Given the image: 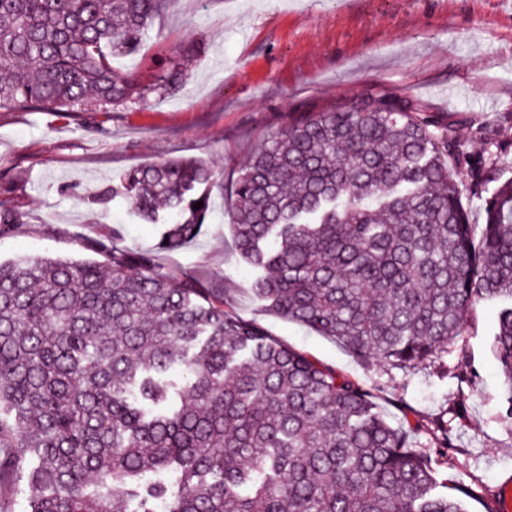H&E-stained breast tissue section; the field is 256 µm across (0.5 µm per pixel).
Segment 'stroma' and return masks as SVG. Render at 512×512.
I'll return each mask as SVG.
<instances>
[{"mask_svg":"<svg viewBox=\"0 0 512 512\" xmlns=\"http://www.w3.org/2000/svg\"><path fill=\"white\" fill-rule=\"evenodd\" d=\"M199 55L177 90L80 111H0V199L28 215L0 236V262L34 256L91 258L96 240L158 251L172 272L219 278L227 311L256 320L271 338L371 388L377 408L405 426L416 447L444 450L439 492L468 512H498L512 479V420L491 344L498 307L476 304L467 332L441 358L411 368L362 361L335 340L264 310L254 271L230 230L231 201L213 194L199 234L159 251L161 225L129 203L87 204L126 170L195 156L229 175L297 112H322L365 93L426 101L454 120L466 145L459 190L471 223L485 203L470 178L494 160L512 178V0H172L138 49L114 58L150 82L178 46ZM447 422V435L437 426Z\"/></svg>","mask_w":512,"mask_h":512,"instance_id":"obj_1","label":"stroma"}]
</instances>
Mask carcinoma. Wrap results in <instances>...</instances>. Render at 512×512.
I'll use <instances>...</instances> for the list:
<instances>
[{"label": "carcinoma", "instance_id": "1", "mask_svg": "<svg viewBox=\"0 0 512 512\" xmlns=\"http://www.w3.org/2000/svg\"><path fill=\"white\" fill-rule=\"evenodd\" d=\"M171 0H0V110L73 112L177 87L180 59L143 84L112 68ZM453 122L390 93L301 112L230 180L193 157L138 166L91 195L194 238L212 192L232 201L257 302L360 358L411 366L448 352L478 301L500 300L493 352L512 418V178L469 223L448 158ZM203 202L195 210L193 205ZM26 213L0 199V236ZM0 263V485L27 512H464L437 492L439 459L371 392L224 310V285L165 270L151 251ZM183 375L190 401L154 408ZM37 457L22 472L19 463ZM172 471L169 487L149 473Z\"/></svg>", "mask_w": 512, "mask_h": 512}]
</instances>
